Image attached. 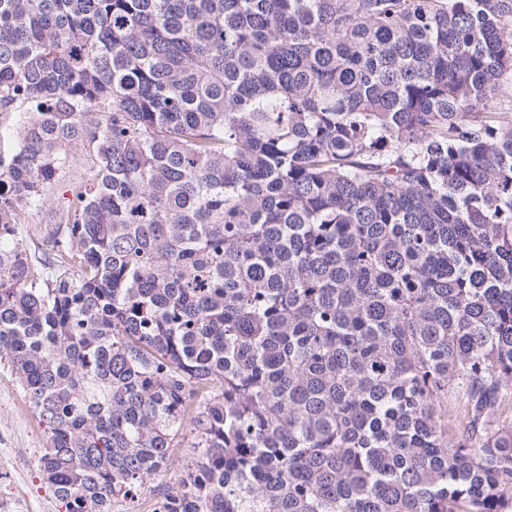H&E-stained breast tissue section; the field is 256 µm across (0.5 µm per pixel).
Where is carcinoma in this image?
Segmentation results:
<instances>
[{"instance_id": "cac0c4a2", "label": "carcinoma", "mask_w": 512, "mask_h": 512, "mask_svg": "<svg viewBox=\"0 0 512 512\" xmlns=\"http://www.w3.org/2000/svg\"><path fill=\"white\" fill-rule=\"evenodd\" d=\"M498 95L512 0H0V362L65 512L182 442L160 512H512ZM16 116V114L0 115V156L3 158H7L17 144L13 134ZM57 198L48 196L26 208V218L30 224H23L24 234L28 231L34 240L41 242L47 231L54 227L51 219L59 202Z\"/></svg>"}]
</instances>
